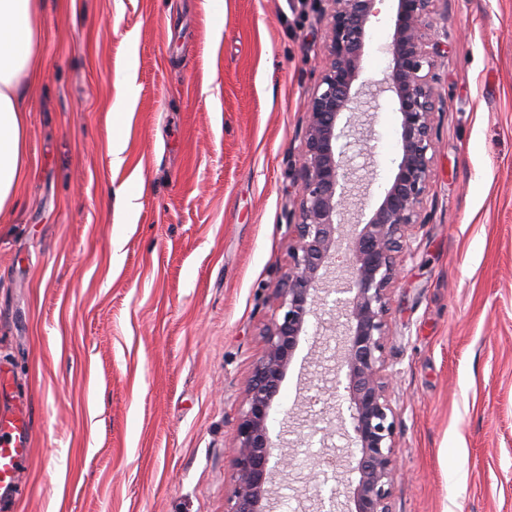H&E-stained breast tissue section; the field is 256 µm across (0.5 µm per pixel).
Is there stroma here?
<instances>
[{
    "mask_svg": "<svg viewBox=\"0 0 512 512\" xmlns=\"http://www.w3.org/2000/svg\"><path fill=\"white\" fill-rule=\"evenodd\" d=\"M377 8L363 85L389 65L392 2ZM37 26L25 178L0 217V368L35 430L12 512H224L288 271L319 0H41ZM432 26L444 109L426 222L390 300L391 510L512 512V0H439ZM127 68L119 118L105 104ZM348 155L372 177L350 208L367 217L400 156L390 100L360 115ZM337 322L307 326L271 408L297 458L274 473V512H315L308 460L324 447L292 431L317 389L327 414L348 408ZM351 431L332 440L337 512L358 481Z\"/></svg>",
    "mask_w": 512,
    "mask_h": 512,
    "instance_id": "1",
    "label": "stroma"
}]
</instances>
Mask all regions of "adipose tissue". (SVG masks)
<instances>
[{"instance_id":"1","label":"adipose tissue","mask_w":512,"mask_h":512,"mask_svg":"<svg viewBox=\"0 0 512 512\" xmlns=\"http://www.w3.org/2000/svg\"><path fill=\"white\" fill-rule=\"evenodd\" d=\"M40 0H0V216L11 211L26 166L27 111L40 58Z\"/></svg>"}]
</instances>
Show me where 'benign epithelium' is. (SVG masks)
<instances>
[{
    "label": "benign epithelium",
    "mask_w": 512,
    "mask_h": 512,
    "mask_svg": "<svg viewBox=\"0 0 512 512\" xmlns=\"http://www.w3.org/2000/svg\"><path fill=\"white\" fill-rule=\"evenodd\" d=\"M327 27L325 57L308 102L298 169L295 221L286 224L288 272L272 292L283 311L262 332L264 346L249 380L234 448L235 489L225 512H269L270 461L274 442L270 410L309 318L334 294L345 318L337 338L350 402L352 470L359 475L349 512H391L398 471L396 418L390 404L393 376L386 349L391 290L399 280L408 241L424 223L436 151L435 115L441 110L432 39L437 0H394L395 22L385 50L391 63L372 98L390 94L400 117V158L377 207L355 232L345 252L346 275L324 287L323 271L340 251L344 224L338 220L349 186L360 181L348 166L340 140L354 127L362 87L356 86L367 24L377 0H323Z\"/></svg>",
    "instance_id": "benign-epithelium-1"
}]
</instances>
